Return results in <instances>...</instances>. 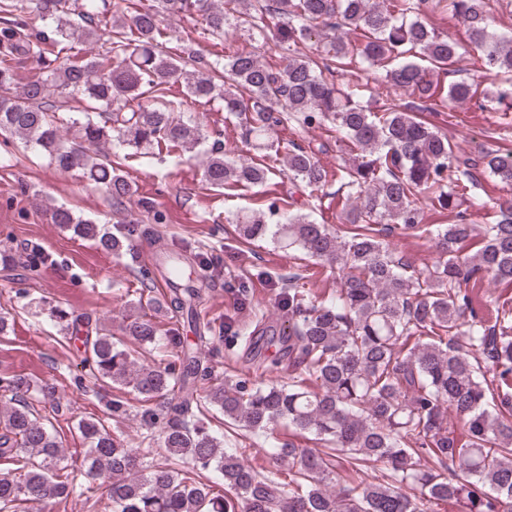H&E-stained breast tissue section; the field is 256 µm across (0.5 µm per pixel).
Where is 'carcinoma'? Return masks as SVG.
Listing matches in <instances>:
<instances>
[{"label": "carcinoma", "mask_w": 512, "mask_h": 512, "mask_svg": "<svg viewBox=\"0 0 512 512\" xmlns=\"http://www.w3.org/2000/svg\"><path fill=\"white\" fill-rule=\"evenodd\" d=\"M431 0H0V145L19 139L34 145L51 165L105 187L114 204L133 194L112 159V146L153 155L162 146L194 148L206 135L181 115L171 86L194 101L216 102L242 143L275 157L280 171L313 191L331 175L317 153L276 137L288 121L307 129L334 125L353 151L336 170L348 209L334 229L305 213L285 212L281 199L266 210L231 219L246 241L270 239L336 268L339 286L329 300L309 297L304 276L280 278L277 304L284 324L261 337L274 354L259 364L274 372L288 361V382L247 378L205 386L210 369L201 358L207 337L198 307L204 280L177 267L179 253L147 272L168 288L156 311L181 313L197 334L191 343L177 329L161 335L153 318L127 321L123 331L142 348L161 343L175 353L165 366L137 362L112 335L83 325L55 306L50 315L65 333L81 332L83 368L95 384L129 388L142 397L139 421L159 433L179 467L145 469L99 419L77 424L87 444L65 460L62 446L29 403L27 379L0 374V391L12 406L0 411V512H37L76 493L80 474L108 491L107 512H512V303L490 309L470 283L483 275L512 287V200L496 204L491 224H473L458 210L472 180L468 161L448 139L417 116L433 111L444 94L465 103L478 90L465 80L445 85L441 76L459 56L458 42L425 21ZM452 16L469 40L484 48L490 77L482 100L512 109V36L489 31L486 0H450ZM53 20L48 36L29 32L24 14ZM193 20L229 40L240 32L264 39L269 59L233 50L203 67L192 37L164 49L162 16ZM276 31L267 36L270 26ZM362 31V39L344 34ZM101 43L80 61L67 54L69 39ZM420 52L434 69L405 60L385 81L412 98L390 97L374 111L358 99L359 85L339 87L338 73L359 59L370 65ZM25 55L39 75L20 82L12 64ZM480 164L512 184V148L486 152ZM275 168L232 160L215 140L203 171L207 186L235 190L266 184ZM424 196L455 214L452 224L423 223L416 199ZM56 224L119 253L132 249L134 228L102 235L90 219L63 207L51 209ZM400 229L434 235L438 257L417 267L390 249L383 234ZM53 258L32 246L0 252V263L22 267L34 279ZM228 428L268 436L279 423L310 438L273 446L272 459L288 467V483L243 462L209 428V412ZM453 411L462 430L448 421ZM384 465L368 480L372 464ZM215 471L224 494L190 474Z\"/></svg>", "instance_id": "cac0c4a2"}]
</instances>
